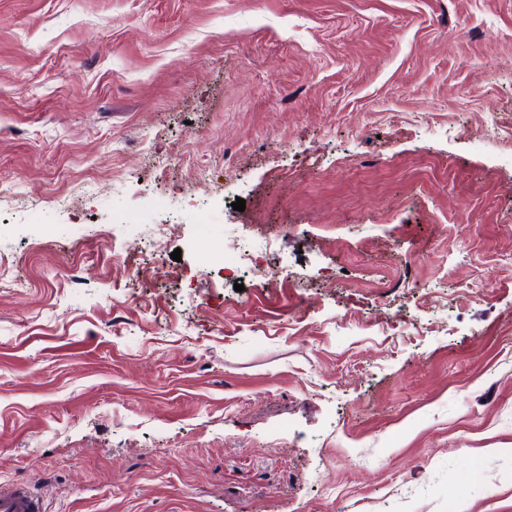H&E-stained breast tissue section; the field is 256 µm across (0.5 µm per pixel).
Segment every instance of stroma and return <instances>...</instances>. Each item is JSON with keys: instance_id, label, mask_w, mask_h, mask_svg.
Wrapping results in <instances>:
<instances>
[{"instance_id": "stroma-1", "label": "stroma", "mask_w": 512, "mask_h": 512, "mask_svg": "<svg viewBox=\"0 0 512 512\" xmlns=\"http://www.w3.org/2000/svg\"><path fill=\"white\" fill-rule=\"evenodd\" d=\"M511 127L512 0H0V478L512 512Z\"/></svg>"}]
</instances>
